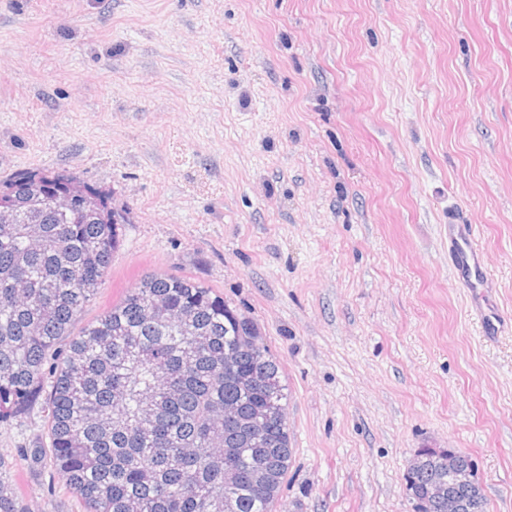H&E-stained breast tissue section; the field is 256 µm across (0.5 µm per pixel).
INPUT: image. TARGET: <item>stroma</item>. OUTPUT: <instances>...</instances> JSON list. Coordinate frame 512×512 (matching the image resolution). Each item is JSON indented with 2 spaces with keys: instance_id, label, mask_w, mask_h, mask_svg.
<instances>
[{
  "instance_id": "35a3bbf8",
  "label": "stroma",
  "mask_w": 512,
  "mask_h": 512,
  "mask_svg": "<svg viewBox=\"0 0 512 512\" xmlns=\"http://www.w3.org/2000/svg\"><path fill=\"white\" fill-rule=\"evenodd\" d=\"M62 172L127 207L81 321L188 275L280 361V512H413L421 448L512 512V333L448 259L475 224L512 315V0H0V181ZM44 415L0 422V479L83 512ZM448 257L459 287L468 292L470 312L480 325L482 336L492 340L508 334L512 323L500 314L485 294L489 273L473 224H449Z\"/></svg>"
}]
</instances>
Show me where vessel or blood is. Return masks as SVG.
<instances>
[{
  "label": "vessel or blood",
  "mask_w": 512,
  "mask_h": 512,
  "mask_svg": "<svg viewBox=\"0 0 512 512\" xmlns=\"http://www.w3.org/2000/svg\"><path fill=\"white\" fill-rule=\"evenodd\" d=\"M448 257L459 287L469 296L470 312L486 339L512 332L507 321L485 294L488 269L478 245L476 230L471 224H452L448 227Z\"/></svg>",
  "instance_id": "vessel-or-blood-1"
}]
</instances>
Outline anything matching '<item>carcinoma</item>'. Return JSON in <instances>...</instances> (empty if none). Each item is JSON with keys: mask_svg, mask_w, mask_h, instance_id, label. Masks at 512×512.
Here are the masks:
<instances>
[{"mask_svg": "<svg viewBox=\"0 0 512 512\" xmlns=\"http://www.w3.org/2000/svg\"><path fill=\"white\" fill-rule=\"evenodd\" d=\"M1 191L15 219L0 223V421L42 405L49 447L37 454L84 512H274L292 459L288 394L278 358L255 345L253 319L193 278L149 273L73 332L124 219L98 192L56 209L43 172L19 173ZM32 215L44 240L36 249ZM447 478L448 461L429 455L406 491L414 500ZM0 512H29L1 479Z\"/></svg>", "mask_w": 512, "mask_h": 512, "instance_id": "obj_1", "label": "carcinoma"}]
</instances>
